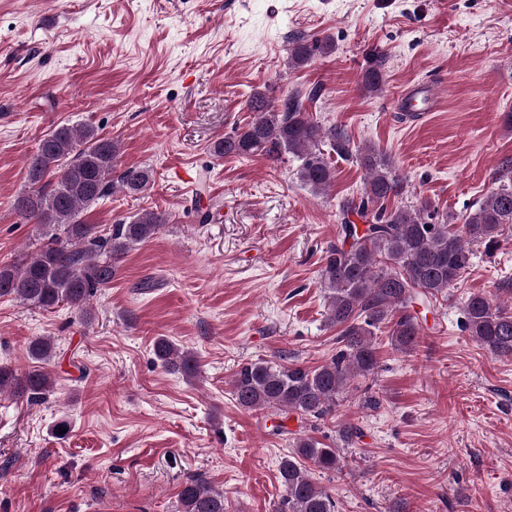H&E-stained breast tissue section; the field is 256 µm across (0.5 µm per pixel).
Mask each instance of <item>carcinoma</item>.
Wrapping results in <instances>:
<instances>
[{
  "mask_svg": "<svg viewBox=\"0 0 512 512\" xmlns=\"http://www.w3.org/2000/svg\"><path fill=\"white\" fill-rule=\"evenodd\" d=\"M335 48L328 36L302 38L293 42L290 62L300 67ZM384 85V54L373 51L362 86L377 95ZM320 93L318 86L283 98L254 92L247 101L254 112L251 122L224 136L213 151L222 157L261 156L273 163L291 154L299 161L298 180L316 195L335 179L333 154L355 157L365 171L362 193L339 204L340 238L328 246L321 269L328 290L326 320L339 330L336 355L316 367L294 360L247 362L231 379L234 399L243 409L295 412L324 423L336 416L339 396L351 380L375 373V330L389 327L393 349L414 351L423 330L418 307L432 309L448 299V288L471 265L472 247L491 251L512 231V184L491 190L456 230L446 219L433 220L425 204L391 208V199L405 193L403 179L375 147L355 145L342 127H325L307 112L303 99L313 100ZM117 156V143L85 124L59 127L40 141L26 159L30 190L16 197L13 209L23 220L51 231L43 234L33 258L0 266V298L43 310L66 304L86 314L91 299L112 282L121 259L168 223L165 214L150 209L112 225L106 235L84 222L83 212L114 189L138 196L153 186V171L145 167H130L112 177ZM351 215L359 216L365 227L351 223ZM461 328L481 347L512 357V308L472 295L465 301ZM27 354L47 364L55 357L54 342L37 338ZM154 355L169 371L189 380L198 376L195 356L163 336L155 340ZM54 383L44 369L20 376L0 364V394L8 391L36 402ZM339 462V449L313 438L297 440L292 455L279 466L286 491L280 512H338L336 500L314 481L310 467L334 471ZM178 503L180 512H228L224 492L199 476L182 485Z\"/></svg>",
  "mask_w": 512,
  "mask_h": 512,
  "instance_id": "1",
  "label": "carcinoma"
}]
</instances>
